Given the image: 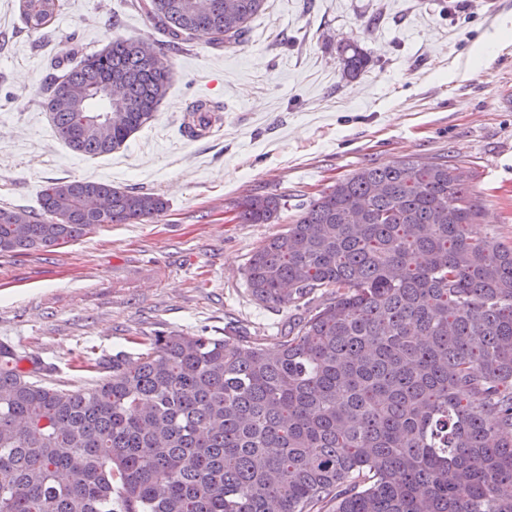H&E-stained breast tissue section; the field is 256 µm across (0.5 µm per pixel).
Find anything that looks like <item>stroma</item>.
<instances>
[{
  "label": "stroma",
  "instance_id": "obj_1",
  "mask_svg": "<svg viewBox=\"0 0 512 512\" xmlns=\"http://www.w3.org/2000/svg\"><path fill=\"white\" fill-rule=\"evenodd\" d=\"M232 49L170 54L155 119L108 155L71 151L45 108V80L71 49L120 37L165 49L130 0H64L39 31L20 0H0V207L38 206L47 181L108 182L163 196L139 224L0 257V341L39 358L43 380L89 389L81 366L138 353L157 332L273 345L301 312L247 288L253 252L302 205L355 170L445 156L466 167L481 206L472 231L512 246V0H266ZM370 56L342 74L336 46ZM205 100L222 120L200 137L179 128ZM281 195L274 224L237 223L238 201Z\"/></svg>",
  "mask_w": 512,
  "mask_h": 512
}]
</instances>
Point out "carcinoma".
<instances>
[{"mask_svg":"<svg viewBox=\"0 0 512 512\" xmlns=\"http://www.w3.org/2000/svg\"><path fill=\"white\" fill-rule=\"evenodd\" d=\"M263 4L132 2L182 53L239 43ZM21 7L36 31L62 3ZM338 51L344 76L368 66L357 43ZM61 66L45 107L90 157L152 121L171 82L147 41L115 38ZM111 82L124 89L120 120L100 95ZM202 108L181 133L220 121ZM456 170L445 156L362 167L257 248L245 269L257 301L298 308L336 289L273 350L159 333L136 364L116 354L93 388L69 390L0 342V512H512V246L472 235L480 205ZM38 202L0 207L1 256L168 209L90 180L54 181ZM237 208L241 224H270L282 198Z\"/></svg>","mask_w":512,"mask_h":512,"instance_id":"carcinoma-1","label":"carcinoma"}]
</instances>
